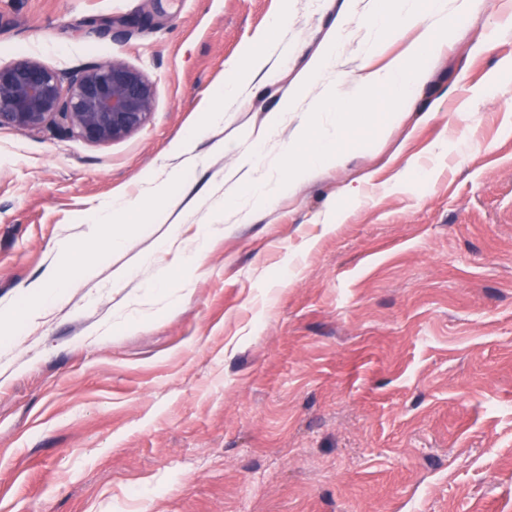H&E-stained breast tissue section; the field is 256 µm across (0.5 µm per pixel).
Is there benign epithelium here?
I'll use <instances>...</instances> for the list:
<instances>
[{
  "instance_id": "benign-epithelium-1",
  "label": "benign epithelium",
  "mask_w": 512,
  "mask_h": 512,
  "mask_svg": "<svg viewBox=\"0 0 512 512\" xmlns=\"http://www.w3.org/2000/svg\"><path fill=\"white\" fill-rule=\"evenodd\" d=\"M156 85L113 59L57 71L34 58L0 65V127L30 132L57 124L92 143L123 139L154 112Z\"/></svg>"
}]
</instances>
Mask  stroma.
Masks as SVG:
<instances>
[{
    "mask_svg": "<svg viewBox=\"0 0 512 512\" xmlns=\"http://www.w3.org/2000/svg\"><path fill=\"white\" fill-rule=\"evenodd\" d=\"M365 2L0 0L1 65L157 85L114 142L0 128V308L60 242L95 266L0 341V512H512V0H477L396 122L359 65L418 31L378 39ZM332 37L345 83L288 102ZM362 101L342 166L249 201L269 115L272 187ZM117 198L155 217L120 248L92 223Z\"/></svg>",
    "mask_w": 512,
    "mask_h": 512,
    "instance_id": "35a3bbf8",
    "label": "stroma"
}]
</instances>
